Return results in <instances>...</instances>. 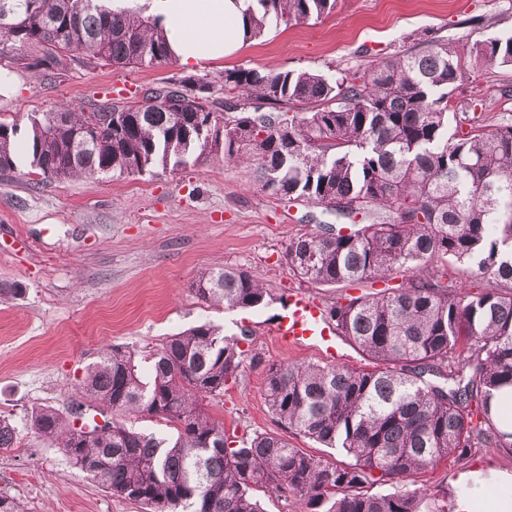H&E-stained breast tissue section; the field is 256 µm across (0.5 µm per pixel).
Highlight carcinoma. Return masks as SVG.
I'll use <instances>...</instances> for the list:
<instances>
[{"mask_svg": "<svg viewBox=\"0 0 512 512\" xmlns=\"http://www.w3.org/2000/svg\"><path fill=\"white\" fill-rule=\"evenodd\" d=\"M338 0H244L246 40L282 23L332 13ZM60 75L73 63L136 67L172 61L159 18L100 0H0V60ZM486 65L512 66V35L475 43ZM472 78L443 36L420 50L375 57L329 79L310 71L224 70L231 116L211 119V82L184 76L148 88L141 105L107 101L89 111L0 121V174L15 172L18 139L44 180L178 171L224 153L278 200L347 219L293 238L295 275L341 287L382 283L325 307L336 333L369 369L272 364L270 412L294 435L348 458L341 464L276 434L233 440L205 401L224 396L245 358L240 340L210 321L169 337L144 357L104 349L66 411L41 407L26 429L59 448L86 477L147 512H262L256 493L291 497L303 512H418L417 492H371L476 446H512L489 408L512 387V119L491 128L454 115L448 89ZM361 220L354 221L355 217ZM491 286L470 291L472 280ZM199 299L256 308L269 294L243 268L206 271ZM482 420L473 423L475 414ZM156 418L169 437L124 421ZM21 429L0 416V448Z\"/></svg>", "mask_w": 512, "mask_h": 512, "instance_id": "1", "label": "carcinoma"}]
</instances>
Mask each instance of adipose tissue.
<instances>
[{
  "instance_id": "ef3b65f1",
  "label": "adipose tissue",
  "mask_w": 512,
  "mask_h": 512,
  "mask_svg": "<svg viewBox=\"0 0 512 512\" xmlns=\"http://www.w3.org/2000/svg\"><path fill=\"white\" fill-rule=\"evenodd\" d=\"M164 25L172 57L193 69L245 42L243 0H134ZM451 512H512V469L471 470L458 480Z\"/></svg>"
}]
</instances>
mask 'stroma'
<instances>
[{"instance_id": "stroma-1", "label": "stroma", "mask_w": 512, "mask_h": 512, "mask_svg": "<svg viewBox=\"0 0 512 512\" xmlns=\"http://www.w3.org/2000/svg\"><path fill=\"white\" fill-rule=\"evenodd\" d=\"M512 33V0H338L334 12L303 24L279 25L245 42L224 60L187 72L179 63L114 68L71 65L58 78L16 61L0 67L19 80L15 96L0 97V120L42 114L63 103L93 100L123 105L141 92L193 74L211 81L214 111L224 109L218 78L230 68H274L333 75L354 70L366 53L388 56L447 37L464 59L476 41ZM475 82L451 93L453 110L475 101L483 125L512 118V67L481 65ZM323 208L268 197L249 184L246 168L212 154L176 172L35 183L28 165L0 175V414L23 419L32 409L64 408L89 364L104 348L142 355L167 337L210 320L249 350L235 382L211 401L210 415L227 433H276L263 382L269 364L320 362L312 349L281 344L272 332L282 298L301 293L327 305L340 288L294 276L289 241L335 223ZM249 270L270 299L254 309L217 310L192 284L217 267ZM512 468L511 448H475L400 488L449 487L464 471ZM0 493L25 512H144L113 496L69 463L60 449L30 431L18 448L0 453Z\"/></svg>"}]
</instances>
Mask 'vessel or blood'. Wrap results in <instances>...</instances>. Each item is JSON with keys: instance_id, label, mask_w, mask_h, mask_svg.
Returning a JSON list of instances; mask_svg holds the SVG:
<instances>
[{"instance_id": "vessel-or-blood-1", "label": "vessel or blood", "mask_w": 512, "mask_h": 512, "mask_svg": "<svg viewBox=\"0 0 512 512\" xmlns=\"http://www.w3.org/2000/svg\"><path fill=\"white\" fill-rule=\"evenodd\" d=\"M273 333L288 346L315 348L326 360L336 357V329L326 320L323 306L305 295L289 296Z\"/></svg>"}]
</instances>
